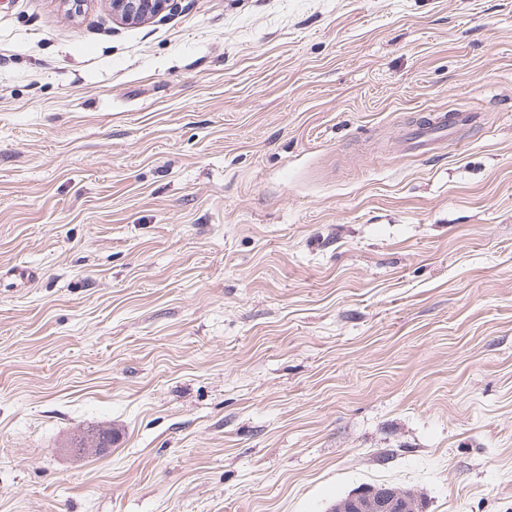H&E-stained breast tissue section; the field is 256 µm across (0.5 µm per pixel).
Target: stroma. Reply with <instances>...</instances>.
Instances as JSON below:
<instances>
[{
  "label": "stroma",
  "instance_id": "stroma-1",
  "mask_svg": "<svg viewBox=\"0 0 512 512\" xmlns=\"http://www.w3.org/2000/svg\"><path fill=\"white\" fill-rule=\"evenodd\" d=\"M375 482L512 512V0H0V512ZM178 0H110L112 13L124 22H141L173 11ZM458 123L457 114L438 112L424 117L407 138L406 147L415 156L430 152L436 144L443 140L448 131L455 130Z\"/></svg>",
  "mask_w": 512,
  "mask_h": 512
}]
</instances>
